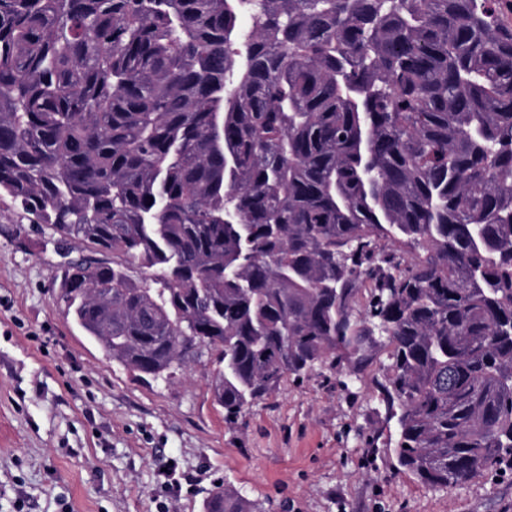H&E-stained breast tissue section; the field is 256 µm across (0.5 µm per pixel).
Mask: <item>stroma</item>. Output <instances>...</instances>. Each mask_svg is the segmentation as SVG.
Masks as SVG:
<instances>
[{"label":"stroma","instance_id":"1","mask_svg":"<svg viewBox=\"0 0 512 512\" xmlns=\"http://www.w3.org/2000/svg\"><path fill=\"white\" fill-rule=\"evenodd\" d=\"M82 252L0 200V512H204L217 484L262 512H512V471L440 490L397 471L383 353L286 378L233 424L213 351L137 378L57 299Z\"/></svg>","mask_w":512,"mask_h":512}]
</instances>
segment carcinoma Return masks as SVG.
Returning <instances> with one entry per match:
<instances>
[{"label": "carcinoma", "mask_w": 512, "mask_h": 512, "mask_svg": "<svg viewBox=\"0 0 512 512\" xmlns=\"http://www.w3.org/2000/svg\"><path fill=\"white\" fill-rule=\"evenodd\" d=\"M511 15L0 0V198L84 245L58 300L134 374L217 351L232 424L381 346L399 471L512 469ZM258 509L221 485L206 501Z\"/></svg>", "instance_id": "obj_1"}]
</instances>
